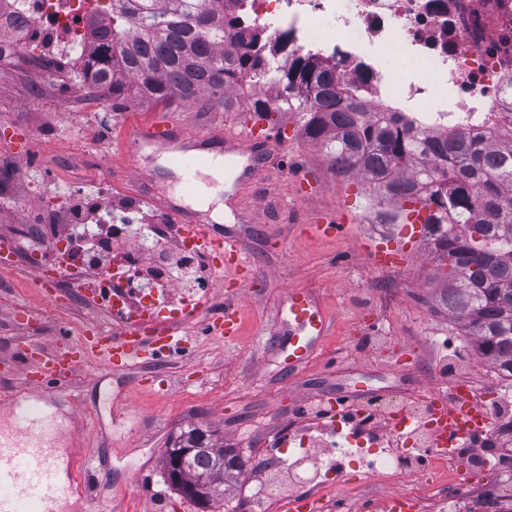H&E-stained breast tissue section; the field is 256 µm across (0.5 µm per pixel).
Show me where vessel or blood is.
Listing matches in <instances>:
<instances>
[{"label": "vessel or blood", "instance_id": "b4317fda", "mask_svg": "<svg viewBox=\"0 0 512 512\" xmlns=\"http://www.w3.org/2000/svg\"><path fill=\"white\" fill-rule=\"evenodd\" d=\"M139 143L155 141L172 143L173 161L180 168L186 189H193L196 168L207 163L200 153L196 136L184 132L176 124L162 127L145 125L134 133ZM211 141L221 148L226 169L239 179L250 178L254 168L277 145L276 132L260 121H248L243 136H227L223 131L210 132ZM183 239L210 252H224L223 241L213 238L205 224L188 225ZM290 337L288 350L295 359H303L314 338L325 336L328 324L322 308L309 294L299 290L288 293ZM210 331L230 338L238 332L233 300H226L224 313L214 320ZM151 335V348H144L143 335ZM181 339L168 319L120 318L117 329L95 331L94 335L72 343V354L62 357L45 354L41 349L23 351L24 376L31 391L45 387L48 380L64 372L102 362L115 371L146 363L149 356L159 355L180 344ZM8 417L9 432L0 431V512H51V504L73 495L74 487L57 478L55 443L62 435L57 420L41 409L35 400L10 402L0 406V417ZM484 418L480 404L466 385L451 386L447 398L437 399L432 415L435 445L438 453L453 449L456 440L467 430L480 425Z\"/></svg>", "mask_w": 512, "mask_h": 512}]
</instances>
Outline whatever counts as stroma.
Instances as JSON below:
<instances>
[{
    "label": "stroma",
    "instance_id": "stroma-1",
    "mask_svg": "<svg viewBox=\"0 0 512 512\" xmlns=\"http://www.w3.org/2000/svg\"><path fill=\"white\" fill-rule=\"evenodd\" d=\"M70 84L66 71L31 55L0 59V243L12 249L0 262V394L28 396L15 368L28 345L54 353L70 339L113 324L85 282L36 284L39 266L54 261L42 246L46 232L66 233L69 209L84 197L98 196L111 209L123 190L136 189L134 203L145 223L170 225L175 237L178 228L153 201L164 193L187 220L207 224L231 244L243 265L212 275L203 307L182 327L187 351L123 372L96 362L43 393V409L65 433L55 448L68 481L84 479L87 462L109 471L104 484L88 487L57 512H199L169 487L163 470L165 448L194 424L246 463L241 474L220 484L209 512H248L266 467L281 457V442L325 432L335 403L373 408L391 400L444 398L452 379L471 373L476 355L468 339L448 342V314L433 278L438 261L427 242L397 271L379 267L370 254L377 227L361 219L368 202L362 183L339 175L324 151L302 136L296 113L279 117L280 146L249 182L236 183L228 172L214 183L224 207L219 222L212 207L193 203L165 153L135 148L131 133L160 120L201 135L215 128L239 135L246 113L206 111L193 100L116 107L89 92L71 94ZM290 161L306 170L309 193L293 180ZM325 218L342 224L343 232L317 235L313 226ZM292 289L308 291L329 323L328 336L293 368L285 347ZM231 293L239 331L222 340L209 335L207 325ZM74 437L81 449L71 448ZM139 475L150 480L148 495L135 485ZM464 476L473 483L483 479L463 450L448 469L417 481L354 466L326 494L340 512H375L392 493L447 498L460 492Z\"/></svg>",
    "mask_w": 512,
    "mask_h": 512
}]
</instances>
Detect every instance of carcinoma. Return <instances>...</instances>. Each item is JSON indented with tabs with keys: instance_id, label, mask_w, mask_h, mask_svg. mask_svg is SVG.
Listing matches in <instances>:
<instances>
[{
	"instance_id": "carcinoma-1",
	"label": "carcinoma",
	"mask_w": 512,
	"mask_h": 512,
	"mask_svg": "<svg viewBox=\"0 0 512 512\" xmlns=\"http://www.w3.org/2000/svg\"><path fill=\"white\" fill-rule=\"evenodd\" d=\"M226 0H112L99 29L102 65L92 93L167 103L207 96L229 112L243 78L248 111L274 120L301 115L304 135L325 150L338 173L361 175L383 224L427 212V241L441 264L439 301L474 351L512 379V146L481 154L463 129H435L409 112H370L365 89L313 54L280 63L290 33L276 40L242 21ZM213 457H193L186 479L215 484L238 473Z\"/></svg>"
}]
</instances>
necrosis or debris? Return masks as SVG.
<instances>
[{"mask_svg": "<svg viewBox=\"0 0 512 512\" xmlns=\"http://www.w3.org/2000/svg\"><path fill=\"white\" fill-rule=\"evenodd\" d=\"M248 22L270 37L291 31L292 53L318 55L345 80L368 88L378 111L412 106L436 127L467 124L474 128L498 126L495 139L481 149L512 144V0H243ZM103 0H0V52L43 55L54 48L64 67L75 73L72 92L81 93L94 80L89 20L108 17ZM326 17L338 26L317 41L308 33ZM408 58L412 76L389 73L383 59ZM70 233L80 246H64L61 236L45 245L61 259L57 279L81 274L87 257L102 251L109 236L124 235L142 241L141 249L121 255L118 263L99 269L98 277L112 288V298L131 316L164 308L178 283L165 265L161 243L165 231L158 224L74 225ZM385 417L408 418L404 428L389 431L380 440L358 426L345 436L329 463L318 454L319 437H298L295 460L277 470L280 481L320 487L326 474L344 476L347 467L417 480L426 472L419 451L431 447L430 406L385 404Z\"/></svg>", "mask_w": 512, "mask_h": 512, "instance_id": "4bbe7bcc", "label": "necrosis or debris"}]
</instances>
